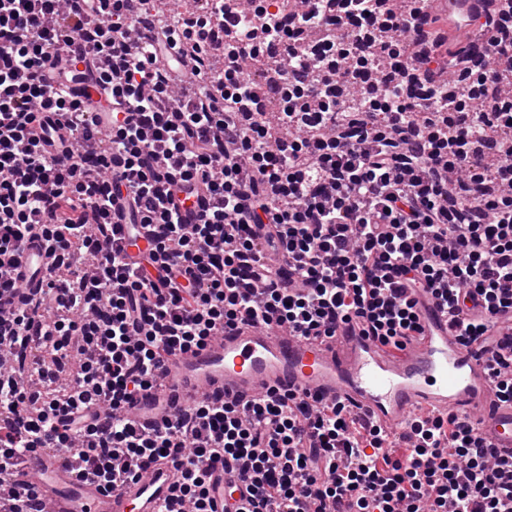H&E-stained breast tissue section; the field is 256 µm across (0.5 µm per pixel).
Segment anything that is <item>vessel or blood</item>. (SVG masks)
I'll list each match as a JSON object with an SVG mask.
<instances>
[{"label":"vessel or blood","mask_w":512,"mask_h":512,"mask_svg":"<svg viewBox=\"0 0 512 512\" xmlns=\"http://www.w3.org/2000/svg\"><path fill=\"white\" fill-rule=\"evenodd\" d=\"M483 6L484 0H448L460 47L473 48L472 20ZM19 271L23 287H44L49 270L41 246L25 248ZM419 310L421 334L402 351L349 331L314 341L261 324L238 326L178 355L128 414L151 427L214 398L242 404L290 391L324 404L344 402L391 432L406 431L416 415L453 410L476 422L499 455L512 456V405L496 401L482 354L456 342L440 303L426 297ZM178 478L164 462L111 491L76 477L72 459L39 449L26 452L15 481L35 485L49 512H162Z\"/></svg>","instance_id":"b4317fda"}]
</instances>
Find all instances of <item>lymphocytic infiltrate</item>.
I'll return each instance as SVG.
<instances>
[{
    "label": "lymphocytic infiltrate",
    "mask_w": 512,
    "mask_h": 512,
    "mask_svg": "<svg viewBox=\"0 0 512 512\" xmlns=\"http://www.w3.org/2000/svg\"><path fill=\"white\" fill-rule=\"evenodd\" d=\"M155 2L0 0V512H42L12 477L46 447L112 490L182 467L164 512H210L219 461L246 475L224 512H512V459L452 413L394 434L291 392L152 430L125 413L244 322L405 349L425 294L512 403V0H485L480 56L447 50L439 0H202L170 23ZM34 241L51 274L27 290Z\"/></svg>",
    "instance_id": "f902f5d3"
}]
</instances>
